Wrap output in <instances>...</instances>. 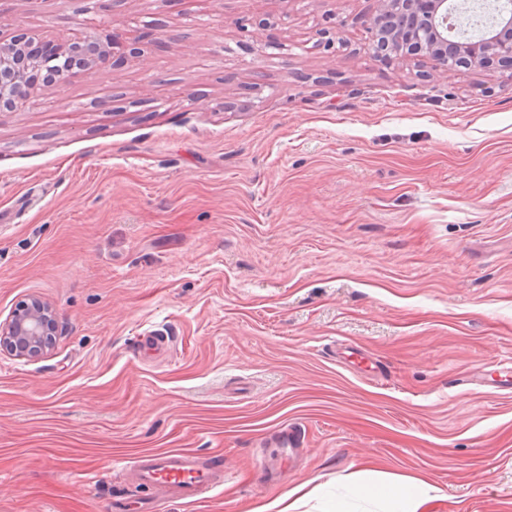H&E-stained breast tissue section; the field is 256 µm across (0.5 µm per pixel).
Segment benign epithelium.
Segmentation results:
<instances>
[{
  "mask_svg": "<svg viewBox=\"0 0 512 512\" xmlns=\"http://www.w3.org/2000/svg\"><path fill=\"white\" fill-rule=\"evenodd\" d=\"M377 57L412 58L435 62L436 76L457 70L512 69V14L483 38L461 45L448 37V0H379L371 21ZM30 33L17 28L9 41H0V112H13L36 86H63L75 68L89 70L111 61L113 52L93 36L48 44L49 50L30 52ZM57 328L53 309L39 298L14 311L0 323V347L19 357H35L49 349Z\"/></svg>",
  "mask_w": 512,
  "mask_h": 512,
  "instance_id": "7a95c632",
  "label": "benign epithelium"
}]
</instances>
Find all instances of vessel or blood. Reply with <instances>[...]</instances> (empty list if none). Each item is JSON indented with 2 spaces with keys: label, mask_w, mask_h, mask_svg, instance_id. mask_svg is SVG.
Returning <instances> with one entry per match:
<instances>
[{
  "label": "vessel or blood",
  "mask_w": 512,
  "mask_h": 512,
  "mask_svg": "<svg viewBox=\"0 0 512 512\" xmlns=\"http://www.w3.org/2000/svg\"><path fill=\"white\" fill-rule=\"evenodd\" d=\"M131 470L140 486L168 489L177 498L196 502L219 489L224 483V470L201 463L183 452L148 453L133 462Z\"/></svg>",
  "instance_id": "b4317fda"
}]
</instances>
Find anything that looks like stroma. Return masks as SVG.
<instances>
[{
  "label": "stroma",
  "instance_id": "35a3bbf8",
  "mask_svg": "<svg viewBox=\"0 0 512 512\" xmlns=\"http://www.w3.org/2000/svg\"><path fill=\"white\" fill-rule=\"evenodd\" d=\"M377 7L0 0L2 38L142 48L0 114V322L58 316L42 357L0 349V512H250L306 481L386 512L349 492L368 460L430 512H512V70L377 61ZM292 423L302 458L266 452ZM166 451L223 487L115 467ZM140 486L172 490L181 500L196 502L224 485V469L197 462L184 452L148 453L129 467Z\"/></svg>",
  "mask_w": 512,
  "mask_h": 512
}]
</instances>
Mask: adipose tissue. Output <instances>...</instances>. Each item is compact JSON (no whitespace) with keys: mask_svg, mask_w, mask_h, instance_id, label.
Segmentation results:
<instances>
[{"mask_svg":"<svg viewBox=\"0 0 512 512\" xmlns=\"http://www.w3.org/2000/svg\"><path fill=\"white\" fill-rule=\"evenodd\" d=\"M351 493L358 498L381 497L390 505V512H427L436 499L437 490L420 479H405L387 471L379 472L376 482L352 479Z\"/></svg>","mask_w":512,"mask_h":512,"instance_id":"ef3b65f1","label":"adipose tissue"}]
</instances>
